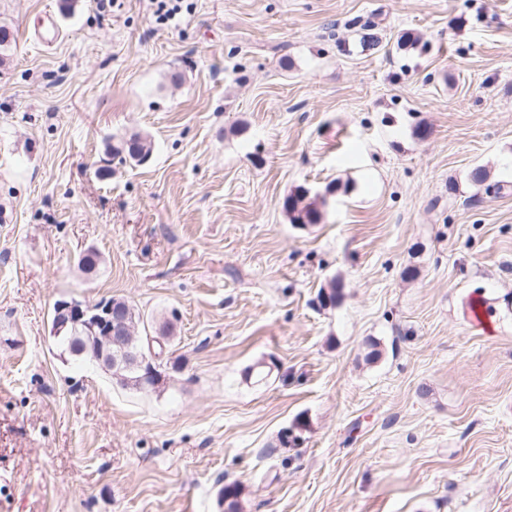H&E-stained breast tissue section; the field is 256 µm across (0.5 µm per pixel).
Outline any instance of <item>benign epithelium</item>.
<instances>
[{
  "instance_id": "1",
  "label": "benign epithelium",
  "mask_w": 512,
  "mask_h": 512,
  "mask_svg": "<svg viewBox=\"0 0 512 512\" xmlns=\"http://www.w3.org/2000/svg\"><path fill=\"white\" fill-rule=\"evenodd\" d=\"M56 310L53 336H68L70 343H80V353L111 370L116 382L125 381L122 372L136 366L143 371L133 380L138 388L156 389L164 383L165 376L158 372L154 353L129 354L124 351L136 338V326L127 314L116 317L114 304L85 305L77 301H61Z\"/></svg>"
}]
</instances>
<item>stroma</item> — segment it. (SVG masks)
<instances>
[{
  "label": "stroma",
  "instance_id": "35a3bbf8",
  "mask_svg": "<svg viewBox=\"0 0 512 512\" xmlns=\"http://www.w3.org/2000/svg\"><path fill=\"white\" fill-rule=\"evenodd\" d=\"M188 2L0 0V512H512V0ZM109 298L159 390L58 347ZM153 151V145L151 140L143 138L138 134L132 135L128 140L122 142L120 146L112 147V155L118 157L120 161H127L136 159L137 157H147L141 160L146 162L151 156ZM305 192L299 193L294 196L288 197L285 201V208L291 216V221L294 224L305 226L306 224H316L320 220V212L312 204L305 205L299 208V204L305 197Z\"/></svg>",
  "mask_w": 512,
  "mask_h": 512
}]
</instances>
